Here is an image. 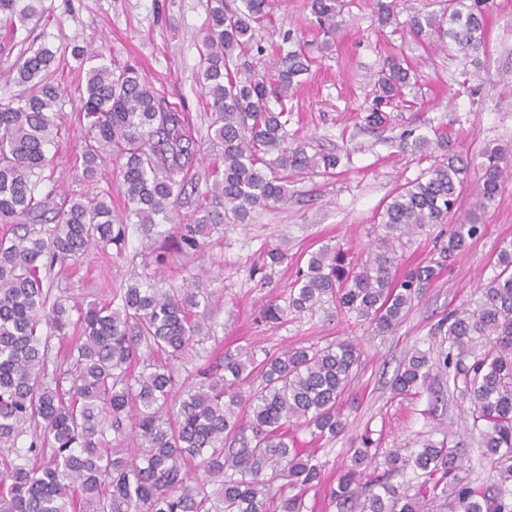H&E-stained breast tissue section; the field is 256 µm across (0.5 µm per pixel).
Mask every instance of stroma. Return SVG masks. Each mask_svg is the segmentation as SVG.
Here are the masks:
<instances>
[{
    "mask_svg": "<svg viewBox=\"0 0 512 512\" xmlns=\"http://www.w3.org/2000/svg\"><path fill=\"white\" fill-rule=\"evenodd\" d=\"M487 18L489 52L480 66H466L447 52L426 50L393 26L380 25L374 0H351L335 49L300 78L288 102V133L308 139L323 151L339 155L331 173L290 178L287 207L254 213L247 224L215 230L200 256L170 254L160 268L159 285L181 287L186 278L220 298L210 319L213 332L175 360V392L196 381L198 369L216 365L225 355L245 351L257 358L303 346H326L339 339L359 343L361 364L347 395V428L321 445L317 456L327 483L310 490L306 505L316 512H337L327 488L349 459L350 449L370 436L379 448H414L420 440L446 438L465 450L472 479L486 481L490 468L463 418L464 404L435 378L416 394L394 395L392 380L413 349L428 348L433 327L449 310L470 299L493 275L502 241L512 239V180L494 205L481 214L485 229L450 258L439 277L391 334L375 335L368 322L348 318L326 305L312 312L289 314L280 322L260 321L268 303L286 305L299 266L311 252L336 245L361 254L376 242L381 204L400 185L416 179L432 160L398 147L405 131L432 134L445 128L460 151L477 157L489 143L512 148V0H494ZM212 0H43L42 18L30 25L31 37L56 53L73 43L105 46L118 65L138 69L163 106L188 113L194 128L196 178L206 179L219 150L211 143L207 102L198 80V46L207 27ZM307 0H280L272 21L258 33L267 55L285 48L287 31L316 39ZM408 56L415 83L408 92L413 107L394 112L386 128L370 129L364 116L372 101L369 76L386 51ZM82 77L76 60L55 75L64 90L62 126L49 152L51 180L62 194L86 191L75 167L86 127L79 122ZM162 238L143 242L130 232L122 248L89 250L76 268L55 266L53 290L73 302H105L110 290L126 287L130 276L153 264ZM285 252L276 266L263 263L268 249Z\"/></svg>",
    "mask_w": 512,
    "mask_h": 512,
    "instance_id": "stroma-1",
    "label": "stroma"
}]
</instances>
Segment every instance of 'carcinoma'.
<instances>
[{
  "mask_svg": "<svg viewBox=\"0 0 512 512\" xmlns=\"http://www.w3.org/2000/svg\"><path fill=\"white\" fill-rule=\"evenodd\" d=\"M201 42V93L210 128L222 146L221 168L206 183L208 200L192 224L179 208L195 164L192 131L181 112L156 101L154 88L130 65L114 67L105 52L75 44L83 63L80 111L87 119L79 156L94 186L101 162L120 161L129 214L147 238L171 236L186 257L199 253L212 229L245 223L256 208L288 203V173L335 169L340 157L288 141L287 102L296 78L313 62L308 43L289 33L294 49L261 70L241 71L238 58L256 51L255 32L270 22L275 0H213ZM409 0H376L377 19L397 23ZM42 0H0V28L10 40L42 17ZM313 23L328 37L344 17V0H308ZM492 0H448L442 13L411 12L403 29L422 46L450 47L472 62L486 49ZM56 55L29 46L0 72V512H305V493L323 481L313 450L297 447L304 428L330 442L346 422L344 398L360 350L349 339L299 347L256 360L252 352L224 357V370H203L179 395L170 361L210 335L212 295L188 286L160 288L149 274L72 315L69 297L45 280L57 264L77 262L92 246L121 248L128 225L112 221L110 190L78 194L55 206L57 186L44 171L61 126V87L52 79ZM414 72L387 55L373 75L365 121L383 127L404 106ZM441 151L428 171L400 185L383 203L379 243L355 256L341 246L309 254L288 305L262 309L273 322L326 304L393 332L438 275L417 265L398 274L403 236L448 225L445 259L483 232L478 212L505 188L512 155L486 146L476 164V211L461 219L458 203L472 160L451 135L414 138ZM497 271L475 297L434 328L440 352L415 350L399 367L393 393L407 396L438 373L468 404L466 422L490 466V481L472 480L457 446L425 439L377 461L372 440L353 449L351 465L329 488L337 512H512V240L501 243ZM61 349L52 352L51 339ZM130 423L125 428L124 423Z\"/></svg>",
  "mask_w": 512,
  "mask_h": 512,
  "instance_id": "carcinoma-1",
  "label": "carcinoma"
}]
</instances>
